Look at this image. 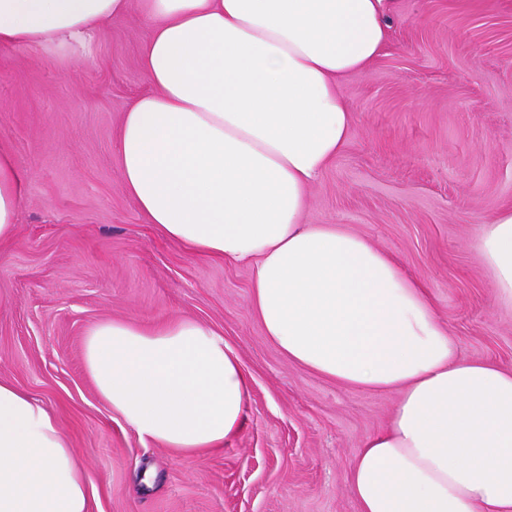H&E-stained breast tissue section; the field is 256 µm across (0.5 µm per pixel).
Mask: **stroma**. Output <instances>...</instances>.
<instances>
[{
  "label": "stroma",
  "mask_w": 512,
  "mask_h": 512,
  "mask_svg": "<svg viewBox=\"0 0 512 512\" xmlns=\"http://www.w3.org/2000/svg\"><path fill=\"white\" fill-rule=\"evenodd\" d=\"M139 0L65 51L0 47V149L27 180L0 244V379L52 409L87 474L91 512H359L347 481L393 391L347 387L263 334L251 269L192 255L145 222L116 139L148 91ZM390 42L341 82L348 144L311 187L305 221L341 224L423 282L461 357L512 368V307L475 247L512 206V0H397ZM186 317L220 333L253 383L223 448L177 456L141 439L85 369L106 319Z\"/></svg>",
  "instance_id": "35a3bbf8"
}]
</instances>
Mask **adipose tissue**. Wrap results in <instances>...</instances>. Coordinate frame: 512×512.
Here are the masks:
<instances>
[{
  "instance_id": "1",
  "label": "adipose tissue",
  "mask_w": 512,
  "mask_h": 512,
  "mask_svg": "<svg viewBox=\"0 0 512 512\" xmlns=\"http://www.w3.org/2000/svg\"><path fill=\"white\" fill-rule=\"evenodd\" d=\"M396 0H142L152 92L117 137L124 191L147 223L193 255L248 265L265 336L339 384L394 390L348 481L360 512H512V369L458 353L426 286L340 224H307L311 184L341 154L356 114L342 78L379 57ZM130 0H0V47L63 49ZM25 175L0 150V243ZM477 250L512 305V207ZM86 370L141 438L180 455L243 429L251 381L211 328L175 317L104 320ZM0 512H90L85 470L55 414L0 380Z\"/></svg>"
}]
</instances>
